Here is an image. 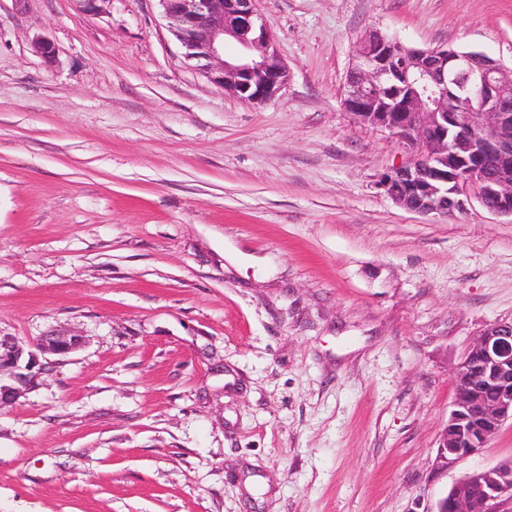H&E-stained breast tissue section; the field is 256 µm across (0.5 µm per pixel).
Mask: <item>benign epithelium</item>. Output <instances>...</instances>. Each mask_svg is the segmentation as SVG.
<instances>
[{"label":"benign epithelium","mask_w":512,"mask_h":512,"mask_svg":"<svg viewBox=\"0 0 512 512\" xmlns=\"http://www.w3.org/2000/svg\"><path fill=\"white\" fill-rule=\"evenodd\" d=\"M185 57L215 85L262 104L287 82V69L255 0H160ZM231 39L240 55L224 59ZM408 93L394 112L371 107L391 78ZM512 68L477 51L408 47L373 32L360 43L346 89L348 109L391 133L413 153L379 185L407 211L428 215L464 208L475 186L482 205L512 216ZM74 332L52 330L28 351L0 333V410L31 389L43 371L38 354L66 355L83 347ZM512 420V322L487 325L454 373V400L439 444L446 466L476 454ZM481 489L476 504L470 489ZM512 498V462L473 471L441 498L435 512H494Z\"/></svg>","instance_id":"7a95c632"}]
</instances>
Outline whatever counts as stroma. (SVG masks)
Returning a JSON list of instances; mask_svg holds the SVG:
<instances>
[{"label": "stroma", "mask_w": 512, "mask_h": 512, "mask_svg": "<svg viewBox=\"0 0 512 512\" xmlns=\"http://www.w3.org/2000/svg\"><path fill=\"white\" fill-rule=\"evenodd\" d=\"M288 70L212 84L159 0H0V512H431L453 370L512 321V218L397 206L412 158L344 105L366 34L512 65V0H256ZM50 40L47 63L34 44ZM85 339L74 332L49 331L36 343L41 354L66 355L83 347ZM43 370L35 352L27 351L15 336L0 333V410L15 404Z\"/></svg>", "instance_id": "35a3bbf8"}]
</instances>
